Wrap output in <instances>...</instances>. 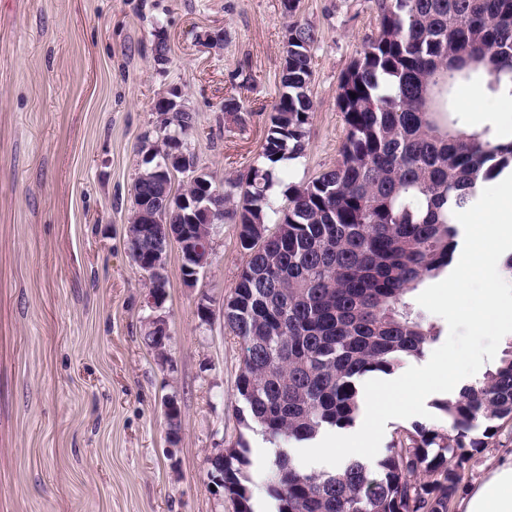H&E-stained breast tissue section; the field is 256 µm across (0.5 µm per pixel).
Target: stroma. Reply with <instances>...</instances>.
<instances>
[{"mask_svg": "<svg viewBox=\"0 0 512 512\" xmlns=\"http://www.w3.org/2000/svg\"><path fill=\"white\" fill-rule=\"evenodd\" d=\"M298 19L318 35L314 116L304 154L276 168L280 197L335 164L339 81L377 27L372 0H302ZM287 25L281 0H0V512H237L211 487L212 449L243 438L255 467L270 463L236 416L242 345L222 317L196 315L201 296L221 302L236 284V224L216 225L196 287L170 247L164 363L146 342L147 289L126 231L134 182L161 141L163 94L196 115L183 148L198 170L221 182L266 166ZM215 32L223 42L208 45ZM230 96L242 111L224 112ZM511 455L507 421L464 488Z\"/></svg>", "mask_w": 512, "mask_h": 512, "instance_id": "35a3bbf8", "label": "stroma"}]
</instances>
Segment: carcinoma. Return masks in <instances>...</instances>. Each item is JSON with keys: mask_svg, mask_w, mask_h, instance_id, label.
Segmentation results:
<instances>
[{"mask_svg": "<svg viewBox=\"0 0 512 512\" xmlns=\"http://www.w3.org/2000/svg\"><path fill=\"white\" fill-rule=\"evenodd\" d=\"M373 3L377 30L339 83L346 134L336 164L281 200L271 194L276 164L304 153L313 118L316 32L293 20L300 0H282L292 22L262 143L268 166L220 184L237 205L190 225L199 238L226 219L238 226L246 263L224 300V327L244 352L237 419L276 448L262 483L272 512H448L475 454L495 445L496 422L512 421L511 342L482 379L436 403L445 424L399 429L370 461L309 471L283 449L352 425L364 380L437 340L410 296L452 263L462 239L454 212L512 175V138L464 129L453 98L479 80L512 97V0ZM195 123L172 113L143 172ZM160 244L146 236L128 251L142 262ZM248 453L243 439L224 449V494L239 512H255Z\"/></svg>", "mask_w": 512, "mask_h": 512, "instance_id": "carcinoma-1", "label": "carcinoma"}]
</instances>
